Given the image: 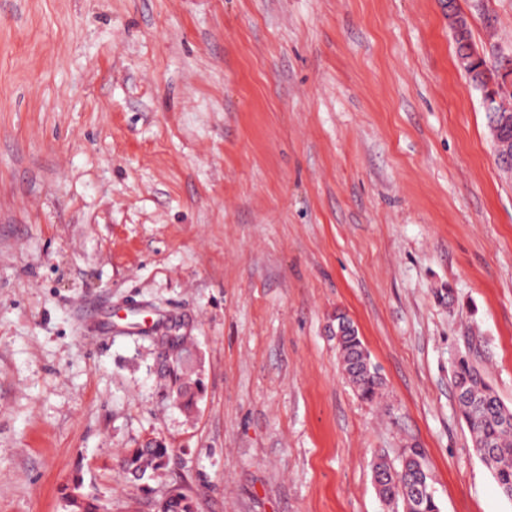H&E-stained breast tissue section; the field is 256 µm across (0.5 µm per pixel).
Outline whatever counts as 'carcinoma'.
I'll list each match as a JSON object with an SVG mask.
<instances>
[{
    "label": "carcinoma",
    "instance_id": "cac0c4a2",
    "mask_svg": "<svg viewBox=\"0 0 512 512\" xmlns=\"http://www.w3.org/2000/svg\"><path fill=\"white\" fill-rule=\"evenodd\" d=\"M483 60H473L465 69L471 83L485 92L489 88V76L479 71ZM360 336H347L338 348L344 364L360 355ZM455 388L470 395L461 403L462 415L475 438L481 460L493 473L502 494L512 499V409L501 403L493 387L465 357H460L453 369ZM355 385L359 396L372 401L378 394L381 380L375 366L362 371ZM421 453L411 448L400 468L389 472L384 463L376 465L380 486L379 495L388 502L402 503L403 512H440L429 489L428 476L420 461ZM170 448L157 439H149L141 448L129 450L121 462L122 473L135 480L153 477L163 471L169 462ZM421 483L426 492L416 498L412 485ZM72 491L81 495L79 503L71 506L74 512H101L100 498L83 491V483L73 482ZM160 512H194L191 499L182 492L173 493L160 505Z\"/></svg>",
    "mask_w": 512,
    "mask_h": 512
}]
</instances>
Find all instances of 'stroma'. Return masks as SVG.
I'll return each instance as SVG.
<instances>
[{
  "mask_svg": "<svg viewBox=\"0 0 512 512\" xmlns=\"http://www.w3.org/2000/svg\"><path fill=\"white\" fill-rule=\"evenodd\" d=\"M456 6L499 80L512 0ZM460 355L512 408V174L446 0H0V512L77 476L105 512H391L373 467L412 448L440 512H512ZM367 358L369 360V368L368 370H363L359 374V376L355 380V385L357 388V392L362 399L372 401L376 398L378 394V390L381 385V380L377 372V369L370 362L368 353ZM170 448L157 438L149 439L142 448H132L121 462L122 473L134 480L154 477L169 462Z\"/></svg>",
  "mask_w": 512,
  "mask_h": 512,
  "instance_id": "stroma-1",
  "label": "stroma"
}]
</instances>
